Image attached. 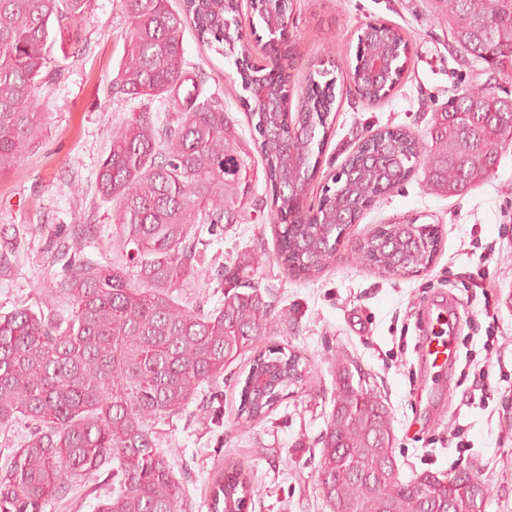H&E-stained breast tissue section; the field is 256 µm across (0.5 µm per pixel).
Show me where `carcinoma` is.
Returning <instances> with one entry per match:
<instances>
[{
  "mask_svg": "<svg viewBox=\"0 0 512 512\" xmlns=\"http://www.w3.org/2000/svg\"><path fill=\"white\" fill-rule=\"evenodd\" d=\"M454 42L491 69L512 66V0H436ZM88 0H0V171L17 163L41 130L37 95L53 18L82 15ZM129 42L112 81L114 94L158 101L168 120L156 126L132 113L112 130L97 172L112 202L117 252L132 265L76 260L61 292L73 297L67 324L30 309L0 315V425L23 417L36 425L0 469V512H42L53 494L112 462V495L98 512H182L181 487L156 447L150 423L180 412L199 387L253 353L240 390L238 416L265 418L289 389L303 383L306 363L264 336L277 315L259 282L224 271V301L210 313L190 311L177 291L202 273L197 249L203 226L239 224L253 203L260 157L276 242L275 260L298 278L318 276L346 232L360 223L364 198L421 170L428 188L452 197L493 174L512 145V99L488 87L465 89L436 113L426 135L382 128L345 164L343 178L323 188L316 209L303 210L307 186L333 125L337 82L346 77L369 101L384 99L407 58L402 32L373 23L358 37L356 64L314 68L298 112L286 111L296 51L281 41L279 66L263 72L249 57L241 0H120ZM192 26L201 44L234 59L248 117L257 133L240 137L224 104L202 95L185 67L182 38ZM385 61L386 76L367 75ZM362 258L378 271L416 275L440 245L436 225L403 219L371 229ZM349 361L336 367V396L321 437L320 495L329 512H474L483 496L469 469L422 472L401 481L393 470L388 407ZM259 492L249 472L214 481L210 512H246Z\"/></svg>",
  "mask_w": 512,
  "mask_h": 512,
  "instance_id": "1",
  "label": "carcinoma"
}]
</instances>
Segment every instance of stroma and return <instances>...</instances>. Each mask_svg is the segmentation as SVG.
Listing matches in <instances>:
<instances>
[{"mask_svg": "<svg viewBox=\"0 0 512 512\" xmlns=\"http://www.w3.org/2000/svg\"><path fill=\"white\" fill-rule=\"evenodd\" d=\"M376 22L405 35L404 72L382 102L368 103L350 88L338 95L308 205L317 204L322 187L370 132L390 125L425 135L434 112L468 88L487 86L512 95V74L500 75L464 54L452 39L447 17L437 14L430 0H294L286 37L297 53L291 72L295 89H305L314 64L354 61L362 28ZM128 33L129 19L119 0H90L83 15L51 25L40 90L42 134L19 163L0 172L2 315L28 308L68 320L73 302L57 287L71 260L127 262L112 247V204L99 193L96 174L113 126L130 113L159 109L158 103L126 102L112 92ZM183 50L204 94L219 95L239 132L251 137L233 61L202 46L190 28ZM254 193L258 203L248 222L201 232L198 248L206 275L182 288L187 308H218L225 267L246 262L252 253H274V216L264 204V180H257ZM411 217L437 225L440 233L439 249L425 272L403 278L362 261L365 232ZM483 271L489 272L498 301L491 317L476 286ZM258 276L276 311L288 315L267 341L305 358L306 381L262 421L243 422L237 407L239 380L249 369L245 355L223 378L203 385L179 414L154 424L157 446L181 484L184 512H210L213 482L232 465L246 469L259 487L247 512H329L319 495L318 464L340 358L355 363L385 398L401 479L424 471L453 472L458 453L448 439L455 430L467 448L468 468L483 483L485 512H512V147L500 153L488 182L460 196L432 193L420 173L401 182L364 211L318 277H294L272 261ZM448 302L461 313L460 349L471 350L476 363L493 361L480 405L467 401L457 369L447 370L430 399L415 396L419 382L431 376L417 353L421 317ZM490 337L496 351L489 356L483 345ZM111 489L107 463L78 479L66 495L49 499L43 512H97Z\"/></svg>", "mask_w": 512, "mask_h": 512, "instance_id": "1", "label": "stroma"}]
</instances>
